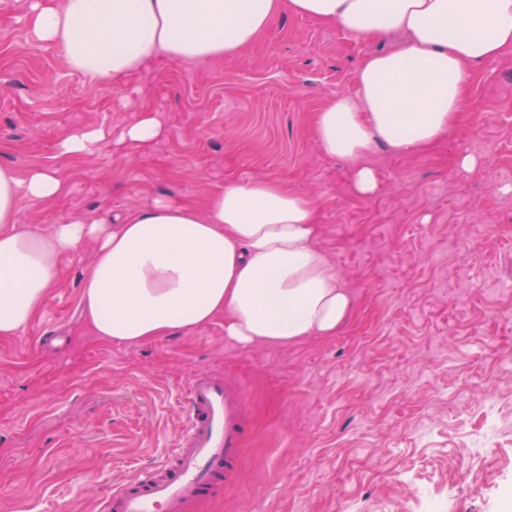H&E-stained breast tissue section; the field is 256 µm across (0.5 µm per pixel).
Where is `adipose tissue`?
<instances>
[{"label": "adipose tissue", "mask_w": 512, "mask_h": 512, "mask_svg": "<svg viewBox=\"0 0 512 512\" xmlns=\"http://www.w3.org/2000/svg\"><path fill=\"white\" fill-rule=\"evenodd\" d=\"M333 24L395 50L366 56L356 90L313 120L324 157L352 165L353 188H378L363 159L398 155L448 136L469 105L475 65L512 51V0H30L32 40L57 49L90 83L111 86L164 57L236 58L283 13ZM51 168L18 176L0 166V336L27 331L62 276L61 259L94 242L82 311L119 345L189 335L216 319L243 345L289 346L335 335L354 302L318 248L319 207L272 178L228 182L203 204L159 196L42 233L17 224L21 204L64 194Z\"/></svg>", "instance_id": "ef3b65f1"}]
</instances>
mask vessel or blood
<instances>
[{"instance_id": "b4317fda", "label": "vessel or blood", "mask_w": 512, "mask_h": 512, "mask_svg": "<svg viewBox=\"0 0 512 512\" xmlns=\"http://www.w3.org/2000/svg\"><path fill=\"white\" fill-rule=\"evenodd\" d=\"M183 433L172 453L173 467L162 475L145 470L102 496L104 512H190L210 496L237 455L238 400L222 378L194 374L185 389Z\"/></svg>"}]
</instances>
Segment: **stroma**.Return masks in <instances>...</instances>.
I'll use <instances>...</instances> for the list:
<instances>
[{"label":"stroma","mask_w":512,"mask_h":512,"mask_svg":"<svg viewBox=\"0 0 512 512\" xmlns=\"http://www.w3.org/2000/svg\"><path fill=\"white\" fill-rule=\"evenodd\" d=\"M28 5L0 0V165L55 169L68 192L24 201L18 223L48 233L276 177L319 201V247L355 310L336 335L288 347L239 345L220 318L118 345L83 320L92 247L65 257L31 328L0 337V512H101L103 490L172 465L200 371L240 393L242 447L195 512H512V425L488 460L462 452L488 384L512 393L498 372L512 365V52L476 67L467 112L429 152L376 148L379 187L360 196L350 165L320 156L312 117L354 91L370 44L287 13L238 60L161 59L100 87L31 40ZM142 112L166 129L150 146L58 150L74 128L112 133Z\"/></svg>","instance_id":"stroma-1"}]
</instances>
